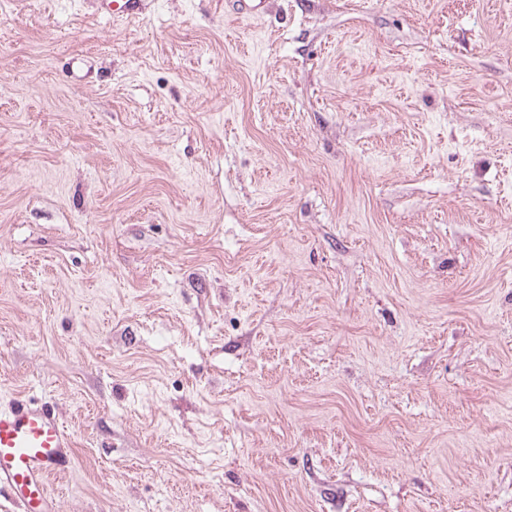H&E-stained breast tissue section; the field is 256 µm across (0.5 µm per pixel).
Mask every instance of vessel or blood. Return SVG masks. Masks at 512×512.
Instances as JSON below:
<instances>
[{
	"label": "vessel or blood",
	"mask_w": 512,
	"mask_h": 512,
	"mask_svg": "<svg viewBox=\"0 0 512 512\" xmlns=\"http://www.w3.org/2000/svg\"><path fill=\"white\" fill-rule=\"evenodd\" d=\"M75 439L54 408L34 400L0 406V494L22 512H56L49 480L66 475Z\"/></svg>",
	"instance_id": "vessel-or-blood-1"
}]
</instances>
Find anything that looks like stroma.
Masks as SVG:
<instances>
[{
  "instance_id": "obj_1",
  "label": "stroma",
  "mask_w": 512,
  "mask_h": 512,
  "mask_svg": "<svg viewBox=\"0 0 512 512\" xmlns=\"http://www.w3.org/2000/svg\"><path fill=\"white\" fill-rule=\"evenodd\" d=\"M0 0V405L58 512H512V0ZM74 448L73 433L47 403L13 399L0 406V494L23 512H57L49 480L70 471Z\"/></svg>"
}]
</instances>
